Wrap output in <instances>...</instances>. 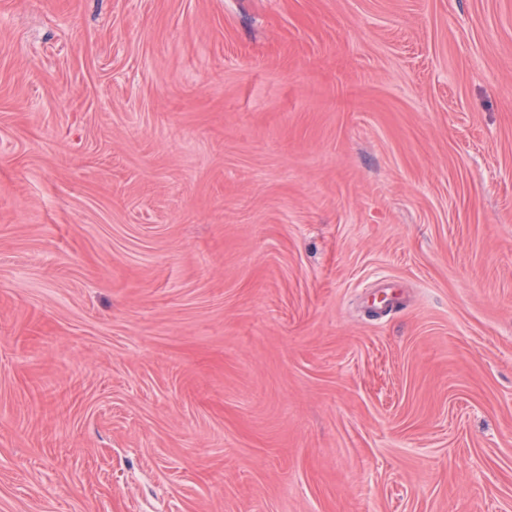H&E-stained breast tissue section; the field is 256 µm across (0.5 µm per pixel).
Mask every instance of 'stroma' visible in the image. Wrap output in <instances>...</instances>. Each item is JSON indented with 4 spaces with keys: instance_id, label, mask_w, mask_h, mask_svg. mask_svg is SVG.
Wrapping results in <instances>:
<instances>
[{
    "instance_id": "1",
    "label": "stroma",
    "mask_w": 512,
    "mask_h": 512,
    "mask_svg": "<svg viewBox=\"0 0 512 512\" xmlns=\"http://www.w3.org/2000/svg\"><path fill=\"white\" fill-rule=\"evenodd\" d=\"M0 512H512V0H0Z\"/></svg>"
}]
</instances>
